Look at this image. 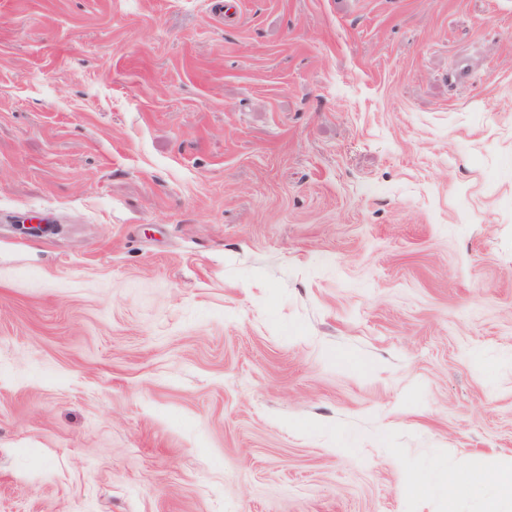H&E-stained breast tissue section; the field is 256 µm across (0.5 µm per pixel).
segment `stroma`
Returning <instances> with one entry per match:
<instances>
[{
    "instance_id": "35a3bbf8",
    "label": "stroma",
    "mask_w": 512,
    "mask_h": 512,
    "mask_svg": "<svg viewBox=\"0 0 512 512\" xmlns=\"http://www.w3.org/2000/svg\"><path fill=\"white\" fill-rule=\"evenodd\" d=\"M510 460L512 0H0V512H512Z\"/></svg>"
}]
</instances>
